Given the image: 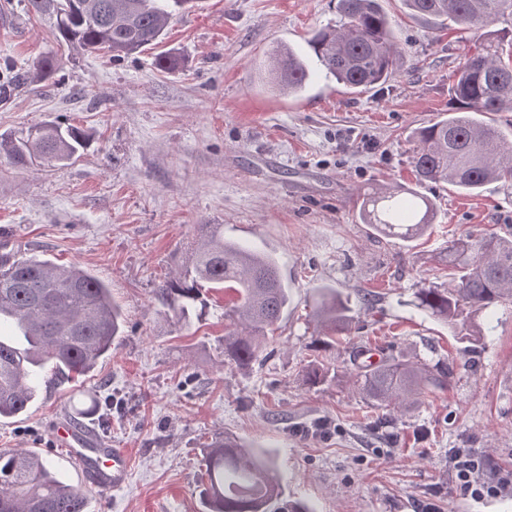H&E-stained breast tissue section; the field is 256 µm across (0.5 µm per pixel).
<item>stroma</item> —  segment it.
I'll return each instance as SVG.
<instances>
[{"mask_svg": "<svg viewBox=\"0 0 512 512\" xmlns=\"http://www.w3.org/2000/svg\"><path fill=\"white\" fill-rule=\"evenodd\" d=\"M336 4L197 0L163 43L121 60L58 45L26 0L0 13V72L46 55L56 63L52 79L0 97V134L56 121L90 137L69 165L0 160V243L91 270L125 314L119 344L93 371L53 378L26 414L0 422V449L48 447L75 408L121 401L110 430L95 415L81 424L128 450L125 486L93 490L65 451L50 455L63 481L93 492L92 512H204L202 446L226 434L272 447L287 498L316 512H417L427 502L437 512H512V485L471 499L451 488L448 460L449 449L467 448L484 459V476L512 475V308H493V332L467 353L412 304L418 289L447 283L449 239L512 232V186L471 196L416 184L412 167L413 133L447 114L466 55L512 21L476 33L380 0L409 58L384 84L355 95L318 77L298 97L264 86L258 64L284 43L309 55L310 35L338 25ZM161 53L177 68H158ZM382 185L434 202L430 236L404 243L359 223L358 194ZM206 224L273 255L288 284V312L247 373L221 363L223 291L206 293L204 315L187 324L157 295ZM324 284L367 302L335 349L318 351L313 290ZM385 357H450L455 373L375 434L377 413L347 375ZM315 363L336 379L308 385ZM321 422L327 433L316 432Z\"/></svg>", "mask_w": 512, "mask_h": 512, "instance_id": "35a3bbf8", "label": "stroma"}]
</instances>
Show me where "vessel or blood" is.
<instances>
[{
    "instance_id": "vessel-or-blood-1",
    "label": "vessel or blood",
    "mask_w": 512,
    "mask_h": 512,
    "mask_svg": "<svg viewBox=\"0 0 512 512\" xmlns=\"http://www.w3.org/2000/svg\"><path fill=\"white\" fill-rule=\"evenodd\" d=\"M54 447L64 449L83 478L99 488L126 484L129 456L126 449L106 447L83 427L63 422L52 435Z\"/></svg>"
}]
</instances>
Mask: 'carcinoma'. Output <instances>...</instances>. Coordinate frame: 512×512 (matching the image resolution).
<instances>
[{"instance_id":"obj_1","label":"carcinoma","mask_w":512,"mask_h":512,"mask_svg":"<svg viewBox=\"0 0 512 512\" xmlns=\"http://www.w3.org/2000/svg\"><path fill=\"white\" fill-rule=\"evenodd\" d=\"M191 0H28V11L49 19L60 45L100 51L119 59L158 45L176 12ZM412 15L450 20L484 29L512 16V0H404ZM340 24L316 31L308 40L325 77L352 93L386 81L404 64V49L379 0H338ZM504 39L488 40L466 57L451 86L448 116L415 134L416 181L446 182L478 194L488 184L512 183V137L485 120L491 112H512V53ZM53 57L45 56L21 80L53 77ZM308 63L288 46L276 48L264 67L265 82L289 95L305 91ZM80 127L44 122L20 136L0 135V156L14 165L38 159L69 164L87 148ZM359 218L374 231L403 242L432 230L434 204L411 187L375 189L361 195ZM204 233L176 276L159 289L161 301L180 321L202 316L204 288L234 294L224 334V364L247 371L257 361L268 334L288 312V284L267 253L249 250L224 237V225L204 224ZM452 278L415 293L414 306L452 327L475 351L493 330L487 310L512 303V238L468 235L448 244L444 257ZM318 348H331L354 321L349 296L330 286L316 291ZM123 314L110 285L78 266L37 258L0 255V419L28 410L40 391L43 373L73 379L89 373L122 336ZM454 365L444 360L389 358L350 374L352 388L371 406L388 413L409 410L429 392L444 390ZM207 484L204 512H314L305 503L284 500L285 487L271 453L260 445L215 441L204 446ZM89 498L61 480L52 462L32 450H0V512H90Z\"/></svg>"}]
</instances>
